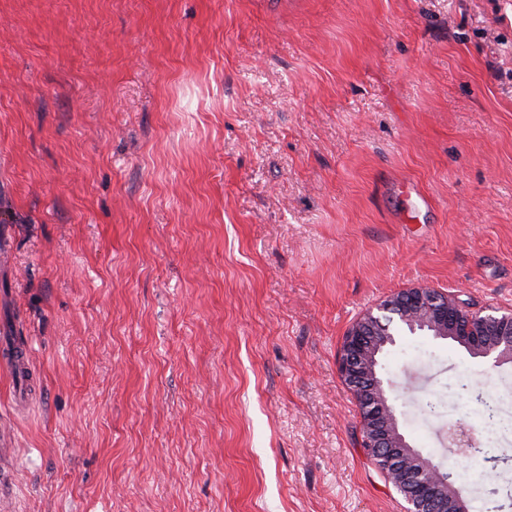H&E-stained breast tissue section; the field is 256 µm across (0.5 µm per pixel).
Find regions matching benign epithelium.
<instances>
[{
  "instance_id": "obj_1",
  "label": "benign epithelium",
  "mask_w": 512,
  "mask_h": 512,
  "mask_svg": "<svg viewBox=\"0 0 512 512\" xmlns=\"http://www.w3.org/2000/svg\"><path fill=\"white\" fill-rule=\"evenodd\" d=\"M358 319L343 338L340 373L361 412V447L403 497V512H469L470 501L441 467L400 432L391 398L379 372L383 347L398 317L411 330L450 340L473 357L496 366L512 364V311L474 310L446 291L415 286L394 292ZM448 443L463 456L478 450L476 434L463 424L448 428Z\"/></svg>"
}]
</instances>
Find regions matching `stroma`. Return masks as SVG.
<instances>
[{"instance_id": "obj_1", "label": "stroma", "mask_w": 512, "mask_h": 512, "mask_svg": "<svg viewBox=\"0 0 512 512\" xmlns=\"http://www.w3.org/2000/svg\"><path fill=\"white\" fill-rule=\"evenodd\" d=\"M7 512H402L342 338L430 285L512 309V0H0ZM401 432L512 512V364L380 359ZM468 383L500 430H439ZM449 447L456 448L458 454L470 456L475 453L478 448L479 441L476 434L468 426L463 424H454L448 428Z\"/></svg>"}]
</instances>
